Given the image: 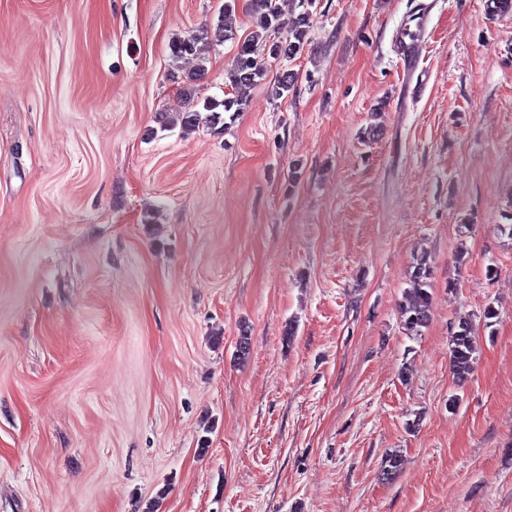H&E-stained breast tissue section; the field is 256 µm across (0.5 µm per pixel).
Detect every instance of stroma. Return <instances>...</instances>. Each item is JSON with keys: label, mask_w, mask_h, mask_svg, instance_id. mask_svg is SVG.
<instances>
[{"label": "stroma", "mask_w": 512, "mask_h": 512, "mask_svg": "<svg viewBox=\"0 0 512 512\" xmlns=\"http://www.w3.org/2000/svg\"><path fill=\"white\" fill-rule=\"evenodd\" d=\"M223 2L0 0V512H512V14L432 0L412 103L421 0H317L225 130L160 129ZM414 26L405 24L396 32V45L398 54L402 61L404 79L402 87L405 91V98L411 102H419L427 90V82L420 76L415 77L420 61L425 51L424 31L428 21V15L423 13L415 18ZM432 275L427 255L416 258L410 274V288L406 302L401 308V317L405 330L412 336L421 334L427 327L431 314V293L428 291L429 279ZM475 329L468 320H459L450 330V362L452 373L459 383L471 374L477 354Z\"/></svg>", "instance_id": "35a3bbf8"}]
</instances>
